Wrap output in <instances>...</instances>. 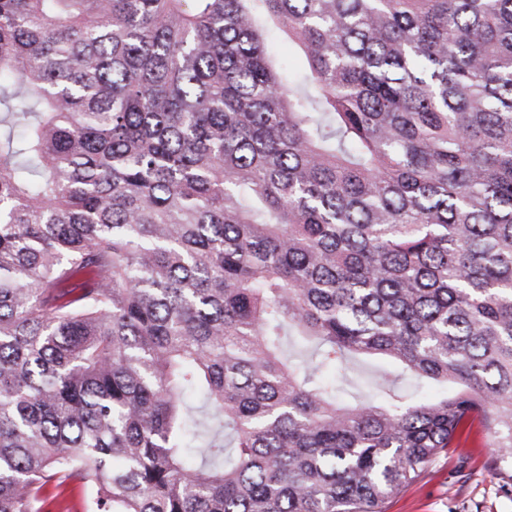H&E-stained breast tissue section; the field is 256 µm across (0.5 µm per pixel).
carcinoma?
<instances>
[{"label":"carcinoma","mask_w":512,"mask_h":512,"mask_svg":"<svg viewBox=\"0 0 512 512\" xmlns=\"http://www.w3.org/2000/svg\"><path fill=\"white\" fill-rule=\"evenodd\" d=\"M476 425L512 467V0H0V512H381ZM376 364L351 359L340 373L336 372V387L341 388V399L344 402H356L372 399L376 394Z\"/></svg>","instance_id":"1"}]
</instances>
